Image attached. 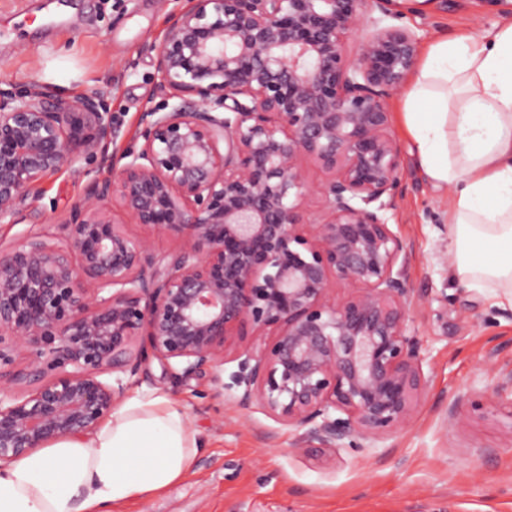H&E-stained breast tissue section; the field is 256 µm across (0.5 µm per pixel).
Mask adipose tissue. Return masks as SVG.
<instances>
[{"instance_id": "1", "label": "adipose tissue", "mask_w": 512, "mask_h": 512, "mask_svg": "<svg viewBox=\"0 0 512 512\" xmlns=\"http://www.w3.org/2000/svg\"><path fill=\"white\" fill-rule=\"evenodd\" d=\"M414 163L448 198L452 278L512 288V18L430 42L398 100ZM161 388L125 397L87 438L0 468V512H122L180 482L204 452Z\"/></svg>"}]
</instances>
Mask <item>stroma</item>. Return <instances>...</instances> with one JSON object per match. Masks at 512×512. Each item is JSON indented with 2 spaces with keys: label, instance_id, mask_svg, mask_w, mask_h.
Masks as SVG:
<instances>
[{
  "label": "stroma",
  "instance_id": "stroma-1",
  "mask_svg": "<svg viewBox=\"0 0 512 512\" xmlns=\"http://www.w3.org/2000/svg\"><path fill=\"white\" fill-rule=\"evenodd\" d=\"M186 0H0V91L33 86L66 100L101 92L119 126L118 148L137 145L145 109L162 105L154 60ZM501 18L481 0H435L421 45L480 36ZM390 130L402 151V188L388 213L407 243V282L420 356L430 380L411 422L389 439L323 454L259 408L234 409L205 375L175 380L158 361L129 389L160 387L186 407L206 443L186 478L123 512H512V417L480 406L512 371V291L459 287L448 275V207L417 172L397 106ZM95 165L47 176L30 193L24 224L56 239L85 196ZM24 224H1L0 242Z\"/></svg>",
  "mask_w": 512,
  "mask_h": 512
}]
</instances>
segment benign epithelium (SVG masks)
<instances>
[{
  "instance_id": "obj_1",
  "label": "benign epithelium",
  "mask_w": 512,
  "mask_h": 512,
  "mask_svg": "<svg viewBox=\"0 0 512 512\" xmlns=\"http://www.w3.org/2000/svg\"><path fill=\"white\" fill-rule=\"evenodd\" d=\"M398 18L395 0H189L142 46L165 104L120 152L97 92L0 94V222L21 223L48 175L98 169L60 242L31 224L0 244V462L88 436L154 359L173 378L236 363L235 406L306 448L409 424L428 376L386 216L402 179L388 101L420 37ZM168 237L178 252L155 249Z\"/></svg>"
}]
</instances>
